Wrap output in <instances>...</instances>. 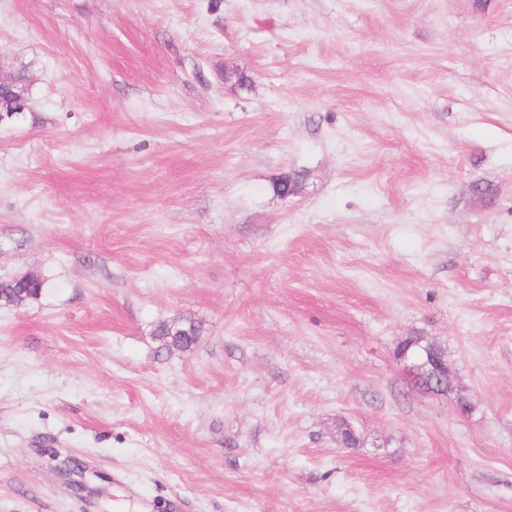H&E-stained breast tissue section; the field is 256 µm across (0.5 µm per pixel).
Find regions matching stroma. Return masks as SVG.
I'll return each mask as SVG.
<instances>
[{
  "mask_svg": "<svg viewBox=\"0 0 512 512\" xmlns=\"http://www.w3.org/2000/svg\"><path fill=\"white\" fill-rule=\"evenodd\" d=\"M0 55V512H512V0H0ZM25 275L0 280V305H7L15 294L24 290L32 294L34 299H37L46 290L47 281L44 278L34 273ZM200 322L187 317L174 318L171 321L159 322L152 331L156 340L167 351H190L202 335ZM405 369L414 379L415 384L422 387L421 377L423 370L430 366L439 377L440 386L444 385L441 391L452 392L454 389V374L448 365L444 350L434 342H425L421 352L409 356L405 353L400 357Z\"/></svg>",
  "mask_w": 512,
  "mask_h": 512,
  "instance_id": "obj_1",
  "label": "stroma"
}]
</instances>
